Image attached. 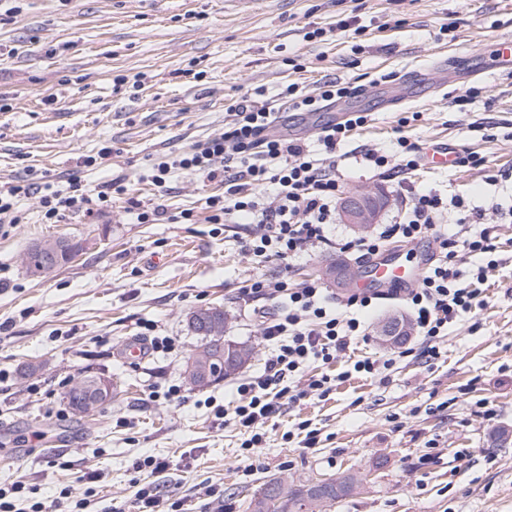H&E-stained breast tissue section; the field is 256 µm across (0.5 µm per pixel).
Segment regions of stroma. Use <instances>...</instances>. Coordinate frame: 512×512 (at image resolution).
<instances>
[{
    "label": "stroma",
    "instance_id": "stroma-1",
    "mask_svg": "<svg viewBox=\"0 0 512 512\" xmlns=\"http://www.w3.org/2000/svg\"><path fill=\"white\" fill-rule=\"evenodd\" d=\"M510 34L512 0H0V186L36 188L18 204L21 222L0 226V487L23 482L18 512L36 501L50 512H138L137 492L149 484L160 489L158 512H214L216 494L224 512H249L268 479L346 473L358 486L324 512H512V74L492 67ZM329 82L350 96L315 114L290 109L288 86L314 95ZM472 87L478 97L457 106ZM245 99L275 108L274 134L313 148L337 113H368L336 147L343 192L381 191L378 221L388 224L405 179L482 210L497 243L485 304L449 327L440 358L411 355L386 378L337 380L351 359L391 356L376 326L410 309L377 301L361 314L369 336L352 356L307 364L305 378L333 377L330 391L281 399L251 453L248 432L214 408L232 406L238 383L263 371L271 352L263 323L281 302L249 299L243 282L261 273L295 285L319 278L341 307L365 270L331 250L257 263L244 249L246 217L217 228L207 221L205 200L223 194L221 179L177 170L154 185L158 156L222 134ZM402 137L487 164L423 166L403 178L356 163L365 149L393 154ZM115 175L128 191L111 207L44 222L39 188L64 190L74 178L94 188ZM158 204L160 220L137 222L138 208ZM187 210L194 223L180 220ZM60 235L88 245L73 262L30 276L27 248ZM210 306L228 316L225 340L254 356L201 390L184 378L200 343L188 318ZM156 334L172 349L124 358L129 341ZM88 374L111 379L114 392L83 417L66 396ZM174 385L181 392L171 400ZM485 405L494 418L481 414ZM309 429L318 435L312 448ZM148 455L168 469L136 468Z\"/></svg>",
    "mask_w": 512,
    "mask_h": 512
}]
</instances>
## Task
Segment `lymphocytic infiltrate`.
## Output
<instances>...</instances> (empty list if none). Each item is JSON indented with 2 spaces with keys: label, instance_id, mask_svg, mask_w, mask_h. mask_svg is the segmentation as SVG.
I'll return each mask as SVG.
<instances>
[{
  "label": "lymphocytic infiltrate",
  "instance_id": "f902f5d3",
  "mask_svg": "<svg viewBox=\"0 0 512 512\" xmlns=\"http://www.w3.org/2000/svg\"><path fill=\"white\" fill-rule=\"evenodd\" d=\"M233 119L218 137L197 145L191 152L174 160H158L151 168L155 184H165L172 170L182 169L203 178L224 179V193L207 198L208 221L224 224L238 214L254 220L246 244L252 255L263 261L289 262L314 250L352 252L358 258L377 255L386 241L396 238L410 244L434 240L438 253L427 268L419 287L408 290V302L416 332L423 339V351L429 357L440 354L439 341L447 336L449 326L471 313L487 278L485 267H478L465 279L455 266L464 255L494 253L496 246L488 231L472 233L473 214L463 209L460 199H444L438 191H415L407 199L398 221L380 225L375 235L344 239L332 237L336 221V202L341 184L335 163L327 162L337 144L349 133L362 127L367 113L352 112L338 123L323 126L318 140L324 154L315 156L301 139L270 135L275 122L270 108L247 103L237 104ZM399 163L375 150L362 152L360 163L378 175L409 173L418 169L420 157L414 144L398 140ZM255 186L252 196L242 195L241 180ZM127 191L123 177L104 182L96 191L71 182L68 192L49 190L40 203L47 223H56L61 212L83 208L93 210L111 203L113 195ZM457 210L458 218L449 227H441L443 212ZM242 291L256 299L286 297L287 305L263 327V338L273 347L263 372L242 382L239 399L233 408H217V417H231L252 432L246 448L261 447L263 436L255 427L264 423L278 409V401L289 384L297 382L305 364L313 359L335 360L353 345L365 339L366 329L355 317L333 313L326 304L325 288L310 282L290 287L286 278L256 275L246 280Z\"/></svg>",
  "mask_w": 512,
  "mask_h": 512
}]
</instances>
